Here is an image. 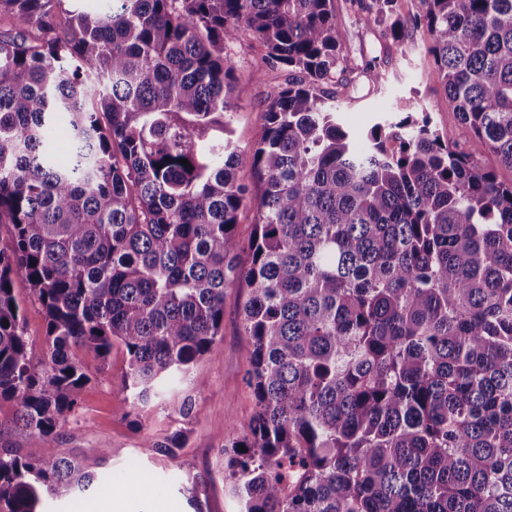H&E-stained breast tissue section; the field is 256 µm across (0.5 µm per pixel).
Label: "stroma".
Here are the masks:
<instances>
[{
  "instance_id": "35a3bbf8",
  "label": "stroma",
  "mask_w": 512,
  "mask_h": 512,
  "mask_svg": "<svg viewBox=\"0 0 512 512\" xmlns=\"http://www.w3.org/2000/svg\"><path fill=\"white\" fill-rule=\"evenodd\" d=\"M370 0H334L336 26L341 35L343 72L332 86L338 97L339 118L356 139L365 138L375 124L405 115L427 118L431 128L451 145H464L470 133L449 103L422 31L408 27L401 38L389 32L388 22L369 21ZM235 70L232 128L242 155L237 179L253 184L249 152L259 140L267 98L273 89L287 86V67L268 61L265 49L252 34L241 33L224 50ZM382 74L371 82L368 66ZM242 294L228 290L224 298V334L193 367L190 375L166 378L157 395L145 405L131 407L124 376L128 358L114 346L108 360L93 352L81 354L88 377L75 409L51 437L49 447L58 455L81 461L87 470L120 486L138 484L142 499L137 512H240L238 499L225 480L224 445L234 424L249 419L255 399L246 383L247 339L240 324ZM202 378L203 392L193 390ZM191 397L189 416L174 411L171 400ZM184 431L186 443L174 455L145 454L144 438L161 441ZM198 495H191V487Z\"/></svg>"
}]
</instances>
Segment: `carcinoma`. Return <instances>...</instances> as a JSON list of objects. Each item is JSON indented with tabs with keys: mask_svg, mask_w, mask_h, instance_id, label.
Instances as JSON below:
<instances>
[{
	"mask_svg": "<svg viewBox=\"0 0 512 512\" xmlns=\"http://www.w3.org/2000/svg\"><path fill=\"white\" fill-rule=\"evenodd\" d=\"M63 2L0 0V28L17 30L0 31L10 433L49 440L87 382L83 350L122 346L132 404L148 403L224 335L241 288L256 410L225 478L243 512H512V181L480 164L512 169V0H422L410 20L464 147L410 115L355 143L322 88L342 61L333 0H112L64 20ZM244 31L293 73L252 149L254 195L236 178L224 62ZM18 275L45 312L37 364ZM99 486L52 448H0V512Z\"/></svg>",
	"mask_w": 512,
	"mask_h": 512,
	"instance_id": "cac0c4a2",
	"label": "carcinoma"
}]
</instances>
